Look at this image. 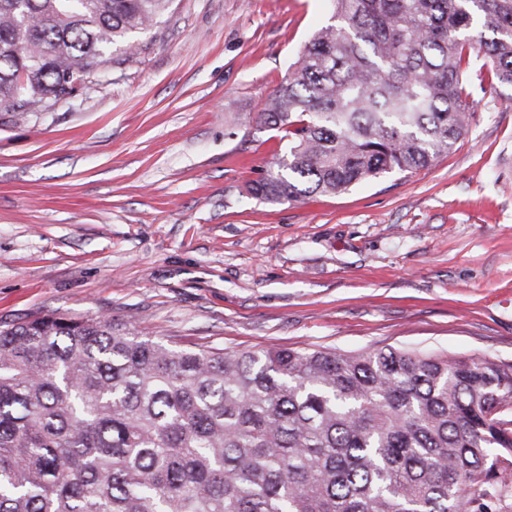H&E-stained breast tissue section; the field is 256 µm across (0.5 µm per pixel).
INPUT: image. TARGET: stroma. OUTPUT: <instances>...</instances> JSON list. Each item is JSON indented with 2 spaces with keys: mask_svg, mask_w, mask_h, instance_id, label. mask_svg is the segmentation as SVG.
<instances>
[{
  "mask_svg": "<svg viewBox=\"0 0 512 512\" xmlns=\"http://www.w3.org/2000/svg\"><path fill=\"white\" fill-rule=\"evenodd\" d=\"M327 0H174L80 95L0 115V325L109 318L183 347L385 346L512 364V89L471 58L447 155L332 197L248 186Z\"/></svg>",
  "mask_w": 512,
  "mask_h": 512,
  "instance_id": "35a3bbf8",
  "label": "stroma"
}]
</instances>
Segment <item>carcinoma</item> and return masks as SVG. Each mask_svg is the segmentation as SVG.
<instances>
[{"label":"carcinoma","mask_w":512,"mask_h":512,"mask_svg":"<svg viewBox=\"0 0 512 512\" xmlns=\"http://www.w3.org/2000/svg\"><path fill=\"white\" fill-rule=\"evenodd\" d=\"M173 0H0V112L45 111ZM259 122L248 192L336 195L468 131L470 50L512 86V0H329ZM27 73V82L18 83ZM512 364L386 346L175 347L110 319L0 326V512H503Z\"/></svg>","instance_id":"carcinoma-1"}]
</instances>
